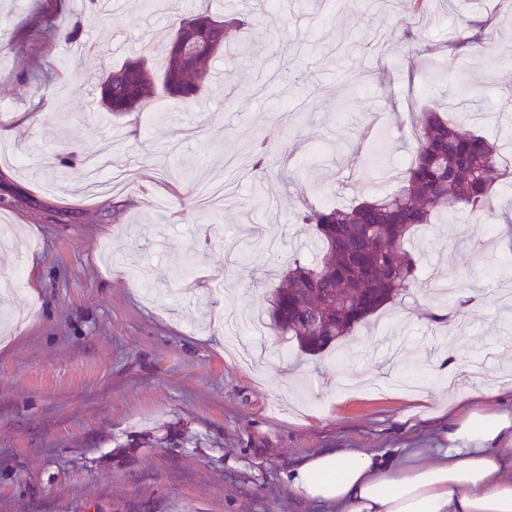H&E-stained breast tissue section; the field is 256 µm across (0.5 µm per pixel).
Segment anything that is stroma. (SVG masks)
Instances as JSON below:
<instances>
[{"label":"stroma","mask_w":512,"mask_h":512,"mask_svg":"<svg viewBox=\"0 0 512 512\" xmlns=\"http://www.w3.org/2000/svg\"><path fill=\"white\" fill-rule=\"evenodd\" d=\"M453 3L0 0V220L29 245L0 250V512H326L285 479L303 457L439 448L474 404L512 412V209L417 231V288L355 330L344 373L220 324L318 256L303 205L393 190L431 100L512 163V0ZM201 6L259 22L250 53L210 62L200 105L158 88L159 115L106 112L102 75ZM43 11L74 41L10 49ZM448 279L474 297L462 327L426 318L457 306ZM451 353L482 380L445 389Z\"/></svg>","instance_id":"stroma-1"}]
</instances>
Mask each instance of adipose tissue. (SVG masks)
I'll return each instance as SVG.
<instances>
[{
	"instance_id": "adipose-tissue-1",
	"label": "adipose tissue",
	"mask_w": 512,
	"mask_h": 512,
	"mask_svg": "<svg viewBox=\"0 0 512 512\" xmlns=\"http://www.w3.org/2000/svg\"><path fill=\"white\" fill-rule=\"evenodd\" d=\"M442 432L444 448L311 454L288 484L329 512H512V414L476 406Z\"/></svg>"
}]
</instances>
